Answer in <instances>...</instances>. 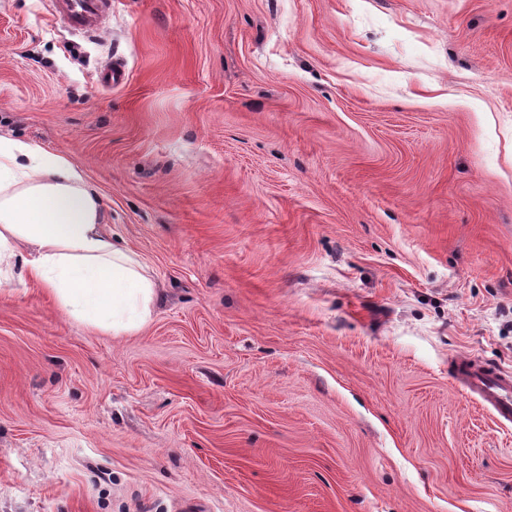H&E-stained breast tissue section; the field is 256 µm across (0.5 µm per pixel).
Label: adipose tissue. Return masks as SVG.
Listing matches in <instances>:
<instances>
[{
	"mask_svg": "<svg viewBox=\"0 0 512 512\" xmlns=\"http://www.w3.org/2000/svg\"><path fill=\"white\" fill-rule=\"evenodd\" d=\"M103 219L81 167L0 136V270L24 263L68 316L123 336L151 320L155 282Z\"/></svg>",
	"mask_w": 512,
	"mask_h": 512,
	"instance_id": "ef3b65f1",
	"label": "adipose tissue"
}]
</instances>
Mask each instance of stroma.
Wrapping results in <instances>:
<instances>
[{
  "label": "stroma",
  "instance_id": "stroma-1",
  "mask_svg": "<svg viewBox=\"0 0 512 512\" xmlns=\"http://www.w3.org/2000/svg\"><path fill=\"white\" fill-rule=\"evenodd\" d=\"M0 135L157 288L126 336L0 288V512H512L453 376L512 372V0H0ZM49 7L63 27L89 34L97 32L112 13V0H51Z\"/></svg>",
  "mask_w": 512,
  "mask_h": 512
}]
</instances>
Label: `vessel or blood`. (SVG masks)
<instances>
[{
  "instance_id": "obj_1",
  "label": "vessel or blood",
  "mask_w": 512,
  "mask_h": 512,
  "mask_svg": "<svg viewBox=\"0 0 512 512\" xmlns=\"http://www.w3.org/2000/svg\"><path fill=\"white\" fill-rule=\"evenodd\" d=\"M50 11L63 27L89 34L97 31L111 13L112 0H51ZM455 377L500 425L512 424L511 372L463 358L455 366Z\"/></svg>"
}]
</instances>
